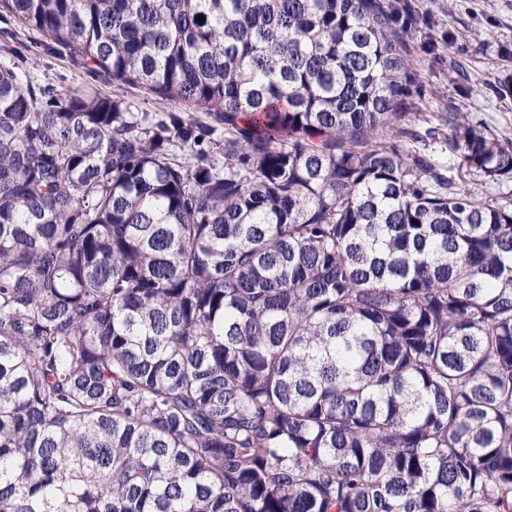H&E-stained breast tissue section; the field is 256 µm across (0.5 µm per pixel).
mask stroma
I'll use <instances>...</instances> for the list:
<instances>
[{"label": "stroma", "instance_id": "35a3bbf8", "mask_svg": "<svg viewBox=\"0 0 512 512\" xmlns=\"http://www.w3.org/2000/svg\"><path fill=\"white\" fill-rule=\"evenodd\" d=\"M428 19L411 41L419 77L410 98L421 115L448 108L465 114L471 124L487 126L500 139L512 140V97L494 96L499 83L512 79V0H415ZM455 32L453 44L442 37ZM456 63L468 86L457 95L448 82V65ZM0 63L29 70L33 83L60 92L121 95L137 101L143 111L160 114L155 101L136 89L118 88L79 65L67 54L50 51L46 39L12 18L0 20Z\"/></svg>", "mask_w": 512, "mask_h": 512}]
</instances>
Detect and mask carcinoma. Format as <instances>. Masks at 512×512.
Listing matches in <instances>:
<instances>
[{
    "label": "carcinoma",
    "mask_w": 512,
    "mask_h": 512,
    "mask_svg": "<svg viewBox=\"0 0 512 512\" xmlns=\"http://www.w3.org/2000/svg\"><path fill=\"white\" fill-rule=\"evenodd\" d=\"M2 15L209 121L0 63V512H512V141L412 0ZM477 194L483 199L503 202H512V181L508 180L503 183L485 182L481 178H476L471 184Z\"/></svg>",
    "instance_id": "1"
}]
</instances>
